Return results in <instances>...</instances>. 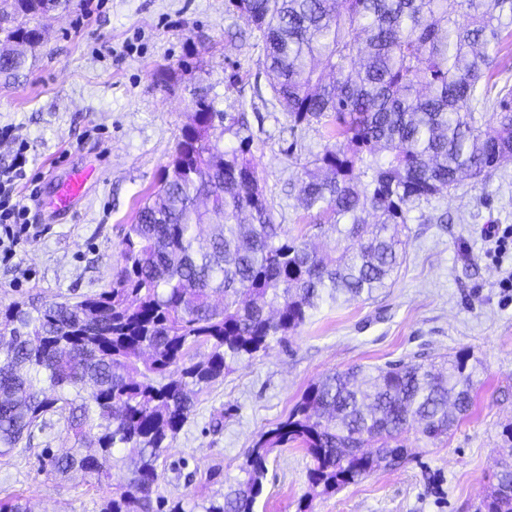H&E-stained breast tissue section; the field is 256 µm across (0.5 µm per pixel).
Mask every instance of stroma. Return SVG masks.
<instances>
[{"label": "stroma", "mask_w": 512, "mask_h": 512, "mask_svg": "<svg viewBox=\"0 0 512 512\" xmlns=\"http://www.w3.org/2000/svg\"><path fill=\"white\" fill-rule=\"evenodd\" d=\"M248 32L226 0H75L71 11L44 19L30 69L15 80L0 78V127L14 130L13 138L0 139V167L26 145L36 190L29 218L40 230L0 263V305L30 297L74 301L111 281L119 229L169 162L197 87L217 110L246 114L250 152L276 221L298 234L304 211L288 186L325 141L316 125L292 141L270 89L254 97L264 56L242 45ZM88 168L94 177L85 194L69 211H53L61 182ZM422 210L432 220L410 224L406 259L391 287L363 302L322 308L287 342L197 395L159 465L161 495L202 500L219 484L235 483L259 435L331 371L464 352L480 365L476 401L447 442L432 445L409 431L412 456L404 467L316 497L306 451L297 444L275 449L255 512H478L500 459V434L512 423V294L497 286L512 257L494 264L481 235L486 224L512 225V162L490 183L463 180ZM73 445L61 423L36 433L31 448L0 461V499L21 497L32 512H100L109 486L39 468L43 448ZM215 468L217 483L209 479Z\"/></svg>", "instance_id": "1"}]
</instances>
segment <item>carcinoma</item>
<instances>
[{
  "label": "carcinoma",
  "instance_id": "1",
  "mask_svg": "<svg viewBox=\"0 0 512 512\" xmlns=\"http://www.w3.org/2000/svg\"><path fill=\"white\" fill-rule=\"evenodd\" d=\"M71 0H0V73L18 76L41 37L37 14ZM262 43L272 98L295 136L316 123L323 152L303 167L299 195L319 253L288 237L248 157L216 130L241 116L194 93L193 112L150 200L122 229L112 284L54 304L0 307V457L53 419L79 445L44 450L41 471L112 478L101 512H254L273 449L298 443L313 461L314 494L333 493L410 457L404 434L435 442L467 417L477 367L398 361L332 372L248 449L243 476L218 498L156 494L158 461L194 397L323 306L392 285L412 213L484 181L512 158V86L490 96L512 39V0H228ZM210 224L208 235L201 227ZM512 481V424L501 432ZM503 477L480 512H512Z\"/></svg>",
  "mask_w": 512,
  "mask_h": 512
}]
</instances>
